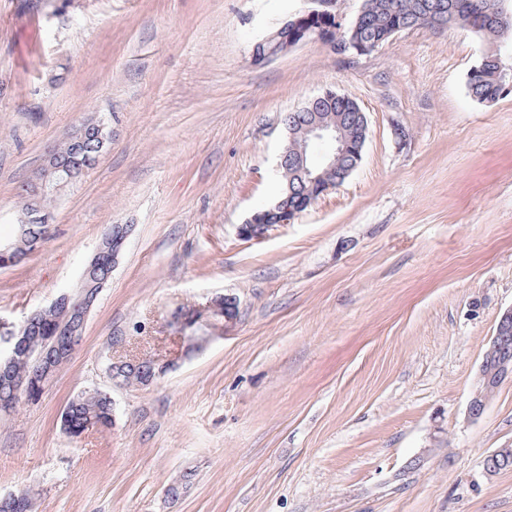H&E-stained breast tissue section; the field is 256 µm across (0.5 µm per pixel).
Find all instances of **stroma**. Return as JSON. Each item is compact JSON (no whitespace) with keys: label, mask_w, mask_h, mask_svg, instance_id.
I'll use <instances>...</instances> for the list:
<instances>
[{"label":"stroma","mask_w":512,"mask_h":512,"mask_svg":"<svg viewBox=\"0 0 512 512\" xmlns=\"http://www.w3.org/2000/svg\"><path fill=\"white\" fill-rule=\"evenodd\" d=\"M304 0H0V239L20 186L87 117L112 143L54 198V234L0 269V321L75 289L112 224L130 236L82 345L36 400L0 416V496L34 512H512V380L467 403L512 307V94L470 97L480 39L395 35L367 55L313 40L258 66ZM332 90L365 112L359 167L290 223L238 230L278 194L283 119ZM237 301L224 337L183 355L178 307ZM172 370L113 385L108 358ZM114 425L67 435L81 392ZM491 386L492 378L480 367L467 404V413L470 419H478L482 415V410L486 404V392ZM480 404H483L481 408Z\"/></svg>","instance_id":"1"}]
</instances>
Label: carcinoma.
<instances>
[{
    "instance_id": "1",
    "label": "carcinoma",
    "mask_w": 512,
    "mask_h": 512,
    "mask_svg": "<svg viewBox=\"0 0 512 512\" xmlns=\"http://www.w3.org/2000/svg\"><path fill=\"white\" fill-rule=\"evenodd\" d=\"M459 4V20L468 24L481 41L487 44L486 52L491 61L478 70H471L467 75L469 94L480 102L492 103L498 100L512 85V69L504 74L497 71L492 58L500 55L512 66V24L503 27H488L481 12L483 0H456ZM448 4V0H365V11L357 28H343L332 18L315 21V25L334 31L336 43L342 44L355 41L366 46H380L392 37V31L406 28H433L430 15L435 13L439 5ZM322 112L326 115L346 113V128L353 140H358L359 132L355 121V112L347 101H319L315 108L304 105L294 112L288 113L284 124L288 129H301L309 122L310 111ZM53 155L60 161L76 165L82 155L76 152L75 138L68 137L52 147ZM281 191L277 200L283 206L300 213L308 208L311 199L317 197L316 187L310 183H293V194L287 195L288 167L282 166ZM55 194L39 193L26 198L18 225L26 223L31 207L52 218L49 206ZM82 332L78 316L73 311V303H60L52 308L28 319L23 332L18 335L22 351H12L13 343L9 337L0 335V414L9 408L16 410L19 399L15 394L12 380L30 377L36 374L39 366L35 355L48 352L50 355L51 373H56L66 364L73 352V337ZM156 379V368L151 359H128L113 366L112 382L117 386H147ZM112 425V397L110 393L95 389L84 391L73 398L62 414V426L68 433L77 437L84 431L96 426ZM33 496L22 493L16 496L0 498V512H32Z\"/></svg>"
}]
</instances>
